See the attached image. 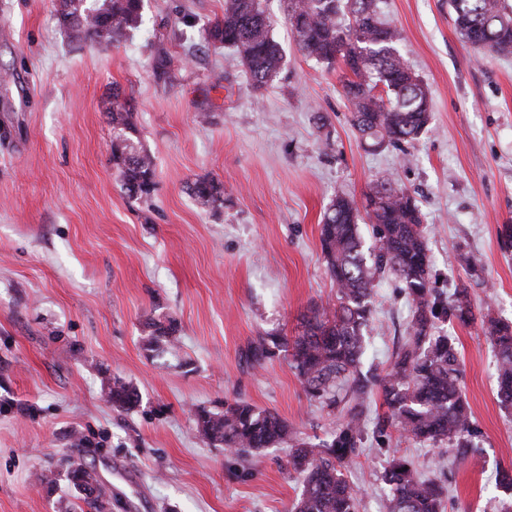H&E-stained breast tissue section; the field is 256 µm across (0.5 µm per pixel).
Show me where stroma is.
<instances>
[{
  "mask_svg": "<svg viewBox=\"0 0 512 512\" xmlns=\"http://www.w3.org/2000/svg\"><path fill=\"white\" fill-rule=\"evenodd\" d=\"M284 60L255 90L231 49L207 44L224 0H143L144 25L120 46L76 45L55 0H0V512H92L64 471L83 462L111 512H290L302 491L286 450L226 456L198 431L200 411L242 400L285 418L302 439L336 417L307 397L283 352L248 359L261 336L298 335L308 309L336 301L320 244L336 196L363 203L394 176L418 205L431 285L470 284L475 313L512 320V55L480 54L455 33L448 0H384L399 49L429 89L418 140L371 150L341 95L342 65L300 51L284 0H262ZM172 64L153 69L157 44ZM131 98L155 190L130 197L112 165V89ZM207 122H199V114ZM224 186L200 206L187 186ZM479 269L478 285L461 256ZM364 369L383 371L410 332L398 282L372 298ZM177 325L178 356L143 348L149 319ZM461 362L476 429L468 457L395 428L369 396L349 480L359 512H383L381 473L403 455L448 489L447 512H501L512 471V409L497 400L496 352L480 323L439 322ZM133 384L139 405L112 406L106 381Z\"/></svg>",
  "mask_w": 512,
  "mask_h": 512,
  "instance_id": "35a3bbf8",
  "label": "stroma"
}]
</instances>
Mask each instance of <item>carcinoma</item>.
<instances>
[{"label": "carcinoma", "mask_w": 512, "mask_h": 512, "mask_svg": "<svg viewBox=\"0 0 512 512\" xmlns=\"http://www.w3.org/2000/svg\"><path fill=\"white\" fill-rule=\"evenodd\" d=\"M290 26L305 56L317 64L344 65L341 93L352 107V123L361 138L381 148L410 142L428 130L430 95L398 49L400 34L380 11V0H285ZM456 34L479 52L512 55V0H448ZM142 0H59L57 17L70 41L118 46L143 25ZM209 44L232 49L260 89L278 78L283 56L270 33L261 0H224L222 18L203 27ZM171 58L163 46L154 55V72L169 73ZM112 89V164L133 197L147 198L154 188L153 156L135 143L133 107ZM197 203L208 207L221 200L223 185L198 179L188 186ZM366 215L375 246L365 253L357 205L341 196L330 201L321 224V247L327 270L337 287L336 303L316 308L305 318L303 333L261 336L249 356L258 364L270 347L281 348L296 371L306 395L341 420L329 438L318 443L297 441L278 414L249 403L224 402L217 412L197 415L199 431L232 456L289 447L285 467L302 480L293 512H359V492L343 469L362 453V421L368 394L377 390L389 415L387 425L401 435L432 445L448 444L461 454L474 433L469 405L460 387L461 368L453 339L435 335L437 322L455 318L475 321L467 286L446 300L429 287L430 265L422 234L421 212L413 198L389 176L373 184L366 197ZM388 272L402 280L411 297V334L392 354L387 371L366 376L361 364L365 331L371 316L376 276ZM497 355L498 396L512 408V321L482 317ZM146 349L175 350L174 321L151 320ZM112 405L131 409L139 403L135 386L120 380L109 386ZM388 487L385 512H444V489L422 478L404 456H392L383 472Z\"/></svg>", "instance_id": "cac0c4a2"}]
</instances>
